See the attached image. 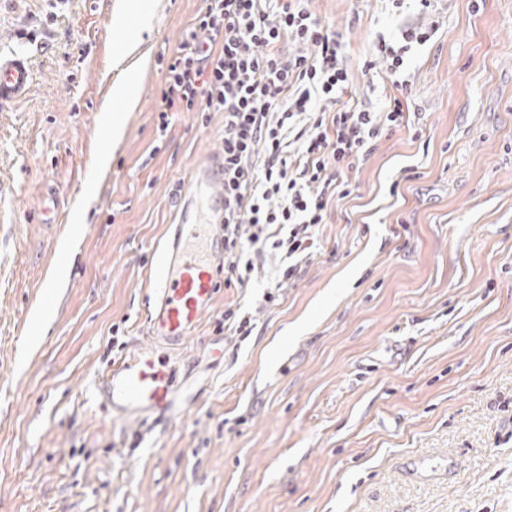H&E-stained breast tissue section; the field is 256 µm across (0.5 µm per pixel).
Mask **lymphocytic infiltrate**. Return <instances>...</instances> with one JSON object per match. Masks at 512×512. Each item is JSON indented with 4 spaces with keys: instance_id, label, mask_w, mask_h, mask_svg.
I'll list each match as a JSON object with an SVG mask.
<instances>
[{
    "instance_id": "f902f5d3",
    "label": "lymphocytic infiltrate",
    "mask_w": 512,
    "mask_h": 512,
    "mask_svg": "<svg viewBox=\"0 0 512 512\" xmlns=\"http://www.w3.org/2000/svg\"><path fill=\"white\" fill-rule=\"evenodd\" d=\"M178 49L160 58L157 129L173 112L224 115V284L246 287L276 259L262 295L300 278L316 254L332 200L351 195L349 172L385 132L408 124L400 98L373 111L349 98L345 45L306 0H203ZM433 27H400L374 54L394 79Z\"/></svg>"
}]
</instances>
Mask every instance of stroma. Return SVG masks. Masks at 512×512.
<instances>
[{
	"label": "stroma",
	"mask_w": 512,
	"mask_h": 512,
	"mask_svg": "<svg viewBox=\"0 0 512 512\" xmlns=\"http://www.w3.org/2000/svg\"><path fill=\"white\" fill-rule=\"evenodd\" d=\"M0 0V53L30 57L28 96L0 110V512H512V0H310L347 44L352 94H407L411 126L350 172L318 255L278 300L224 288L185 347L154 344L152 280L193 170L219 147L174 112L171 54L203 0ZM437 23L407 90L377 36ZM140 29L135 103L111 98L116 22ZM123 121L99 168L104 99ZM415 170L407 180L404 170ZM87 219L72 229L76 205ZM408 225L409 240L397 235ZM68 254L65 280L51 276ZM249 310L246 340L218 329ZM154 348L181 415L124 420L88 401L112 361ZM452 459L417 473L420 461Z\"/></svg>",
	"instance_id": "stroma-1"
}]
</instances>
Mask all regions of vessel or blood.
I'll return each mask as SVG.
<instances>
[{
    "label": "vessel or blood",
    "instance_id": "vessel-or-blood-1",
    "mask_svg": "<svg viewBox=\"0 0 512 512\" xmlns=\"http://www.w3.org/2000/svg\"><path fill=\"white\" fill-rule=\"evenodd\" d=\"M33 82L26 58L0 55V107L24 96ZM220 157L197 167L175 226V240L156 277V303L148 318V331L170 346L182 344L219 291L215 263L224 254L222 240L211 236L200 221L199 202L207 200L213 223L224 221ZM93 396L104 398L113 416L139 418L153 412L178 413L171 370L146 349L110 365L97 375Z\"/></svg>",
    "mask_w": 512,
    "mask_h": 512
}]
</instances>
